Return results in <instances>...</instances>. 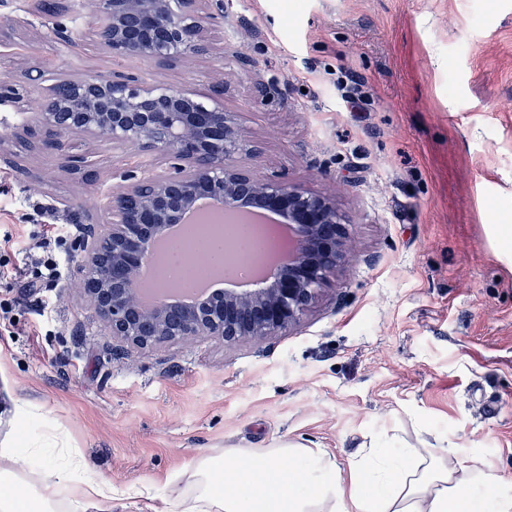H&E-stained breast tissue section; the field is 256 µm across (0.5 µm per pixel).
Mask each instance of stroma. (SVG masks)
<instances>
[{"label":"stroma","mask_w":512,"mask_h":512,"mask_svg":"<svg viewBox=\"0 0 512 512\" xmlns=\"http://www.w3.org/2000/svg\"><path fill=\"white\" fill-rule=\"evenodd\" d=\"M82 0L56 17L36 0H0V237L35 242L30 206L72 225L103 223L131 149L81 136L90 171L61 168L17 117L43 89L25 73L130 72L237 113L242 167L332 191L352 259L286 333L227 345L186 338L123 346L80 298L77 269L29 293L37 268L0 245V407L28 401L29 438L63 432L117 495L147 512L204 451L293 441L338 464L373 442L452 448L512 500V0H224L205 53L170 64L116 60L93 39ZM41 182H33V174Z\"/></svg>","instance_id":"1"}]
</instances>
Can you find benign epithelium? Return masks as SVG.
Wrapping results in <instances>:
<instances>
[{
    "instance_id": "obj_1",
    "label": "benign epithelium",
    "mask_w": 512,
    "mask_h": 512,
    "mask_svg": "<svg viewBox=\"0 0 512 512\" xmlns=\"http://www.w3.org/2000/svg\"><path fill=\"white\" fill-rule=\"evenodd\" d=\"M202 2L87 0L85 6L94 14L96 43L112 57L171 62L204 49L211 14ZM34 124L45 130L46 145L63 168L92 166L71 155L72 136L136 147L168 161L161 171L151 166L139 176H121L108 195L107 224L78 243L81 299L119 343L144 350L192 336L235 344L277 335L301 322L329 275L352 257L334 195L261 178L236 164L246 138L235 112L114 72L54 80ZM204 196L218 201L226 216L250 206L283 215L292 229L283 242L287 261L270 271L262 288L143 306L141 258Z\"/></svg>"
}]
</instances>
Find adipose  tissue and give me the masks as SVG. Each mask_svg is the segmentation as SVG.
Returning a JSON list of instances; mask_svg holds the SVG:
<instances>
[{
  "mask_svg": "<svg viewBox=\"0 0 512 512\" xmlns=\"http://www.w3.org/2000/svg\"><path fill=\"white\" fill-rule=\"evenodd\" d=\"M295 467L284 471L280 462ZM495 475L463 466L454 449L371 443L339 465L322 448L202 452L169 478L152 512H512L495 496ZM112 482L54 433L21 431L0 441V512H112Z\"/></svg>",
  "mask_w": 512,
  "mask_h": 512,
  "instance_id": "obj_1",
  "label": "adipose tissue"
}]
</instances>
